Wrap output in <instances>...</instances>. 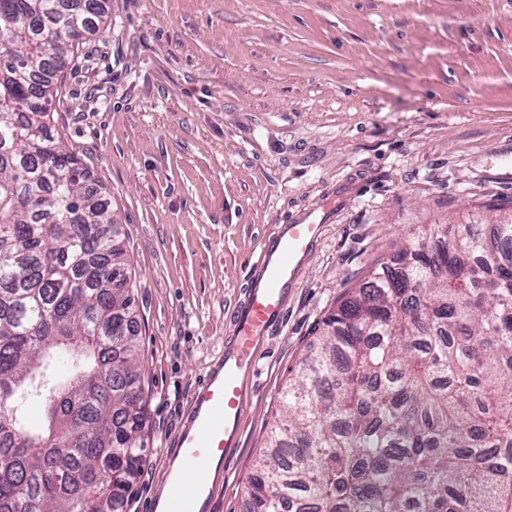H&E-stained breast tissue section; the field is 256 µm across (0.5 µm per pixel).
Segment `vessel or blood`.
<instances>
[{"mask_svg": "<svg viewBox=\"0 0 512 512\" xmlns=\"http://www.w3.org/2000/svg\"><path fill=\"white\" fill-rule=\"evenodd\" d=\"M327 220L324 213L286 219L266 244L234 312L230 334L224 339V357L193 390L191 421L176 440L184 469L165 478L172 489L167 512H202L207 486L200 480L187 483L184 473L203 471L214 459H226L236 447L245 407L243 380L254 374L256 352L282 317L288 290L297 284L318 247Z\"/></svg>", "mask_w": 512, "mask_h": 512, "instance_id": "obj_1", "label": "vessel or blood"}]
</instances>
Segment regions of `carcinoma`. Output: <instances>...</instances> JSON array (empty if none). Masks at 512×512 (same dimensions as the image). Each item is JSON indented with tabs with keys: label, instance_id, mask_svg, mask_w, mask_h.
Wrapping results in <instances>:
<instances>
[{
	"label": "carcinoma",
	"instance_id": "carcinoma-1",
	"mask_svg": "<svg viewBox=\"0 0 512 512\" xmlns=\"http://www.w3.org/2000/svg\"><path fill=\"white\" fill-rule=\"evenodd\" d=\"M77 21L99 11L0 0V512H123L148 453L119 225L50 126ZM450 234L329 316L247 512H512V221Z\"/></svg>",
	"mask_w": 512,
	"mask_h": 512
}]
</instances>
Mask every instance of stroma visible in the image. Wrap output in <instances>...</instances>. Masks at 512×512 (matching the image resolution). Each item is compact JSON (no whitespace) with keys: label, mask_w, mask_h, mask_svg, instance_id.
I'll return each instance as SVG.
<instances>
[{"label":"stroma","mask_w":512,"mask_h":512,"mask_svg":"<svg viewBox=\"0 0 512 512\" xmlns=\"http://www.w3.org/2000/svg\"><path fill=\"white\" fill-rule=\"evenodd\" d=\"M57 75L54 137L122 226L147 400L125 512H148L265 239L328 210L256 356L205 512H245L288 371L428 227L512 218V0H102Z\"/></svg>","instance_id":"stroma-1"}]
</instances>
